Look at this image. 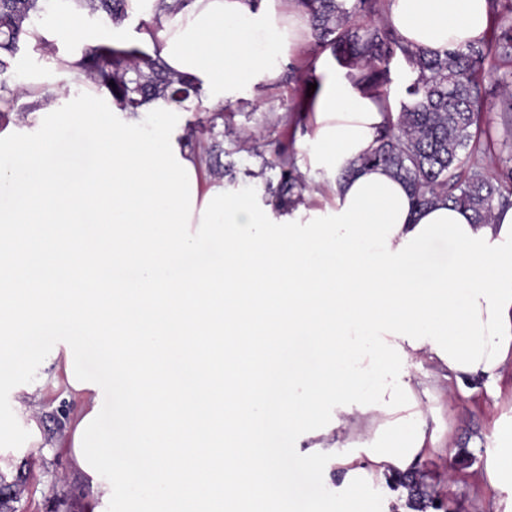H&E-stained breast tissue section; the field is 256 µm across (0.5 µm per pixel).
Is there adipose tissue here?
<instances>
[{"instance_id":"ef3b65f1","label":"adipose tissue","mask_w":512,"mask_h":512,"mask_svg":"<svg viewBox=\"0 0 512 512\" xmlns=\"http://www.w3.org/2000/svg\"><path fill=\"white\" fill-rule=\"evenodd\" d=\"M386 15L407 45L442 54L485 41L491 4L388 0ZM306 29L288 0H191L140 38L218 109L240 89L276 83L278 58ZM303 108L315 122L301 148L333 171L374 147L386 113L376 90L332 71ZM179 113L161 97L128 112L90 84L0 131V351L24 352L6 366L19 379L12 420L37 446L41 383L28 372L62 366L67 395L82 402L65 445L92 479L96 512L133 484L166 512H254L274 497L296 512L270 476V427L327 448L334 512H372V483L436 443L406 364L426 360L493 393L512 373V205L478 224L456 205L416 206L406 183L368 166L284 216L253 193L203 185ZM75 123L84 143L60 153ZM438 242L454 259L432 266ZM51 324L65 333L53 352L28 347ZM87 330L111 388L73 356ZM300 336L316 367L275 380L283 347ZM108 398L121 409L114 438L98 428ZM375 413L389 421L361 453L327 445L344 419ZM117 438L131 456L105 479ZM492 438L482 479L512 512V422H497Z\"/></svg>"}]
</instances>
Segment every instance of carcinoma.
Wrapping results in <instances>:
<instances>
[{"mask_svg":"<svg viewBox=\"0 0 512 512\" xmlns=\"http://www.w3.org/2000/svg\"><path fill=\"white\" fill-rule=\"evenodd\" d=\"M72 2L113 20L124 15L129 0ZM296 4L308 16L317 45L331 49L339 63L365 71L364 80L379 95H384L382 81L394 55L401 54L414 74L407 87L408 102L395 116L387 112L378 145L359 159L360 166H383L407 183L417 205L448 201L472 211L478 224L491 219L496 204L512 202L502 193V188L512 185V169L491 179H465L461 171V152L469 145L481 112L479 80L490 76L485 60L494 50H512L511 7L493 39L441 56L409 47L385 26L354 27L353 10L346 7V0H296ZM42 11L41 0H0V128L14 110L15 56L21 44L29 41ZM74 66L109 89L118 105L132 112L150 98L164 97L181 105L200 97V86L193 79L172 76L160 57L136 47L91 45ZM279 166L278 200L288 206L298 181L288 158H281ZM391 485L408 491V502L416 512L436 508L420 480L400 474Z\"/></svg>","mask_w":512,"mask_h":512,"instance_id":"cac0c4a2","label":"carcinoma"}]
</instances>
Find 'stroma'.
Instances as JSON below:
<instances>
[{
  "label": "stroma",
  "instance_id": "1",
  "mask_svg": "<svg viewBox=\"0 0 512 512\" xmlns=\"http://www.w3.org/2000/svg\"><path fill=\"white\" fill-rule=\"evenodd\" d=\"M147 18V12L134 9L115 21L87 14L82 34L57 33L42 52L21 53L14 65V80L21 83L33 77L39 79L40 93L48 101L56 100L63 89L80 92L86 75L60 77L57 58L81 55L86 45L107 41L114 31L120 33L124 45H137ZM336 66L330 51L321 50L313 37H305L291 58L280 61L279 81L256 92L244 91L229 103L213 134H201L197 126L208 108L207 98L187 101L181 120L188 146L215 147L216 154L208 164L210 176L227 189L250 190L267 205L274 200L272 189L280 177L273 163L279 153L288 152L303 182L295 195L299 201H306L318 183L329 181L330 173L311 168L307 157L297 150L299 141L313 129L312 115L303 111L302 100L309 82L318 81ZM480 96L484 107L482 131L462 153L463 171L491 177L512 168V97L504 95L489 79L482 81ZM408 371L423 395L425 428L438 437L435 448L416 464L426 490L443 500L448 512H495L496 494L486 490L477 475L493 448L491 431L495 422L512 419V394L503 393L498 399L485 394L465 398L432 363L416 362ZM41 372L48 381L36 415L44 445L25 447L22 435L10 425L9 398H0V473L9 476L22 461L31 463L18 512H92L95 501L91 484L74 471L71 453L62 446L64 431L78 404L67 400L62 388L53 386L54 367H42ZM269 439L282 450L277 459L283 473L282 492L307 512H330V489L312 479L307 444L296 443L277 430Z\"/></svg>",
  "mask_w": 512,
  "mask_h": 512
}]
</instances>
